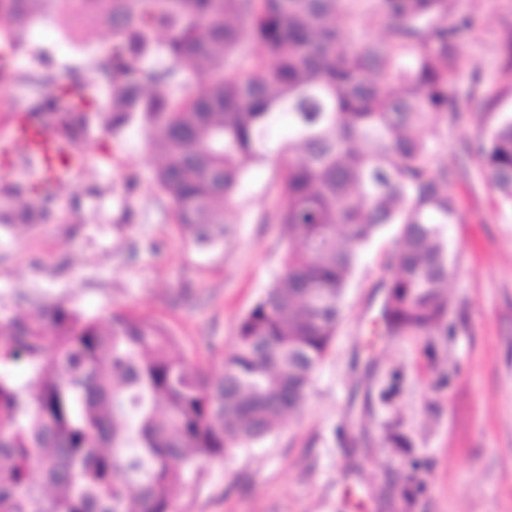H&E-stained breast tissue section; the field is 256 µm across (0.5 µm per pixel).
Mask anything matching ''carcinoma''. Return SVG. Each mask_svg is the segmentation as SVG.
<instances>
[{
	"mask_svg": "<svg viewBox=\"0 0 512 512\" xmlns=\"http://www.w3.org/2000/svg\"><path fill=\"white\" fill-rule=\"evenodd\" d=\"M341 2L0 0L10 48L33 11L57 6L65 22L80 4L111 17L112 44L92 68L107 83L112 134L140 117L154 183L198 252L224 241V205L272 157L284 160L283 204L263 221L288 229L281 275L217 370L193 362L162 322L126 310L104 322L56 303L34 322L0 319V512H176L203 463L302 410L360 251L389 226L383 333L448 335L444 230L458 199L422 131L455 118L448 79L472 21L448 22L445 0H379L400 47L351 51ZM246 44L274 66L242 71ZM184 70L206 86L176 101L168 89ZM82 83L72 73L30 111L76 139L96 111L88 93L72 100ZM475 153L512 205V118Z\"/></svg>",
	"mask_w": 512,
	"mask_h": 512,
	"instance_id": "cac0c4a2",
	"label": "carcinoma"
}]
</instances>
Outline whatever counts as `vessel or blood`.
I'll return each mask as SVG.
<instances>
[{
    "label": "vessel or blood",
    "mask_w": 512,
    "mask_h": 512,
    "mask_svg": "<svg viewBox=\"0 0 512 512\" xmlns=\"http://www.w3.org/2000/svg\"><path fill=\"white\" fill-rule=\"evenodd\" d=\"M32 159L37 165L38 181L66 178L83 158L80 149L69 146L53 130L23 122L12 126L0 143V174L10 175L19 159Z\"/></svg>",
    "instance_id": "obj_1"
}]
</instances>
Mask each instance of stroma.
<instances>
[{
	"instance_id": "1",
	"label": "stroma",
	"mask_w": 512,
	"mask_h": 512,
	"mask_svg": "<svg viewBox=\"0 0 512 512\" xmlns=\"http://www.w3.org/2000/svg\"><path fill=\"white\" fill-rule=\"evenodd\" d=\"M352 4L343 42L389 44L378 0ZM447 9L473 21L448 82L457 119L431 120L423 134L447 158L459 201L448 227L452 335L380 334L395 248L393 232L381 235L354 273L303 410L254 447L203 464L178 512H512V206L472 152L512 111V0H447ZM89 132L86 162L55 191L56 218L0 225V316L31 318L56 302L100 318L122 308L162 321L193 360L218 366L281 271L286 231L259 220L277 206L280 160L252 169L224 210L223 248L203 256L152 183L142 125L114 136L95 115ZM132 171L140 184L130 195ZM394 424L409 453L386 442Z\"/></svg>"
}]
</instances>
